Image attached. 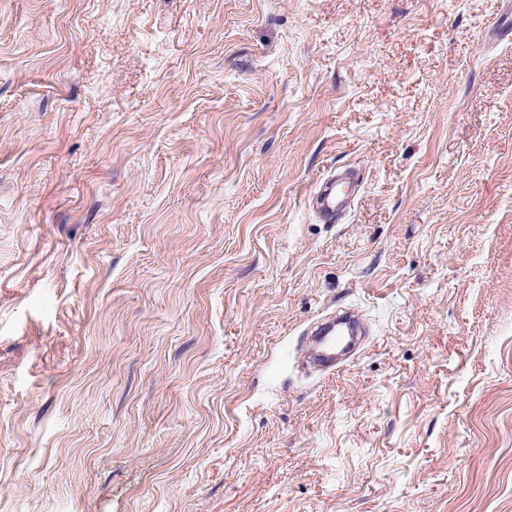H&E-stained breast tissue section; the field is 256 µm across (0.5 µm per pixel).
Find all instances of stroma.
<instances>
[{
    "instance_id": "obj_1",
    "label": "stroma",
    "mask_w": 512,
    "mask_h": 512,
    "mask_svg": "<svg viewBox=\"0 0 512 512\" xmlns=\"http://www.w3.org/2000/svg\"><path fill=\"white\" fill-rule=\"evenodd\" d=\"M506 15L0 0V512H512ZM333 177L320 184L312 196V206L324 224H335L350 209V200L343 187H338ZM335 327L337 334H342L344 331H347V333H354L357 329V320L352 313L347 312L343 317L336 320V324L334 320L322 323L319 332L325 345V351L321 355L320 359L323 363H326L327 369L330 371L336 368V364L334 362L335 353H329L333 348H335L336 336L328 335H335ZM341 327H345V329H342Z\"/></svg>"
}]
</instances>
